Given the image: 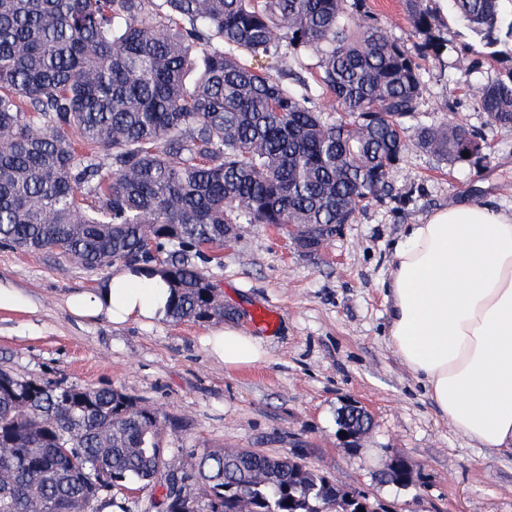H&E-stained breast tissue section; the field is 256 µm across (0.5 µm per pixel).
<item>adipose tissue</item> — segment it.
<instances>
[{
  "label": "adipose tissue",
  "mask_w": 512,
  "mask_h": 512,
  "mask_svg": "<svg viewBox=\"0 0 512 512\" xmlns=\"http://www.w3.org/2000/svg\"><path fill=\"white\" fill-rule=\"evenodd\" d=\"M388 294L394 352L441 414L482 447L512 449V212L460 204L408 225ZM166 299L158 268L124 266L65 305L77 318L118 327L165 319ZM206 344L228 368L267 358L261 341L233 324L211 331Z\"/></svg>",
  "instance_id": "ef3b65f1"
}]
</instances>
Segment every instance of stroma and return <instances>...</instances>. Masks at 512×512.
Here are the masks:
<instances>
[{"label":"stroma","instance_id":"35a3bbf8","mask_svg":"<svg viewBox=\"0 0 512 512\" xmlns=\"http://www.w3.org/2000/svg\"><path fill=\"white\" fill-rule=\"evenodd\" d=\"M388 35L416 51L419 39L402 0H367ZM448 49L420 58L424 94L406 123L462 120L481 132L479 160L449 167L410 149L391 175L388 194L358 212L319 255L302 254L288 235L244 224L238 240L204 264L232 321L262 339L266 361L225 368L204 337L210 321L81 320L67 295L90 291L109 274L54 250L27 253L0 244V285L26 309L0 308V369L40 381L123 389L185 424L184 453L250 448L297 460L349 490L376 512H512V452L484 448L441 415L424 384L395 355L388 336V277L407 225L461 203L512 210V130L490 124L471 90L500 77L511 62L493 61L479 36L453 11L440 16ZM454 111H446L445 103ZM274 312L275 331L253 320ZM360 406L369 431L344 447L337 418ZM413 468L410 484L380 482L394 457Z\"/></svg>","mask_w":512,"mask_h":512}]
</instances>
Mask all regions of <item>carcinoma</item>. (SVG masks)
I'll return each mask as SVG.
<instances>
[{
    "mask_svg": "<svg viewBox=\"0 0 512 512\" xmlns=\"http://www.w3.org/2000/svg\"><path fill=\"white\" fill-rule=\"evenodd\" d=\"M366 0H0V242L87 268L157 266L168 317L222 319L197 261L242 224L336 225L382 198L409 145L452 166L482 137L416 127L415 57ZM484 41H512L506 0H449ZM420 55L448 44L424 0H404ZM316 57L312 81L242 57ZM512 130V67L476 87ZM340 113L335 117L334 113ZM370 426L349 408L339 426ZM182 424L129 392L0 369V512H101L112 487L162 489L151 512H346L350 491L288 458L205 449L175 467Z\"/></svg>",
    "mask_w": 512,
    "mask_h": 512,
    "instance_id": "1",
    "label": "carcinoma"
}]
</instances>
